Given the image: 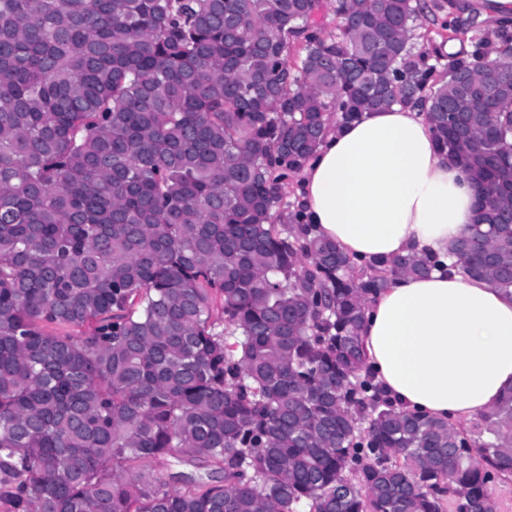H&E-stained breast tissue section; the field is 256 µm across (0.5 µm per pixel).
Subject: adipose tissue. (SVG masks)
<instances>
[{
  "label": "adipose tissue",
  "mask_w": 512,
  "mask_h": 512,
  "mask_svg": "<svg viewBox=\"0 0 512 512\" xmlns=\"http://www.w3.org/2000/svg\"><path fill=\"white\" fill-rule=\"evenodd\" d=\"M306 223L356 265L433 254L371 298L361 336L398 409L465 427L512 390V291L465 275L451 255L478 217L467 172L420 107L392 105L332 128L296 175Z\"/></svg>",
  "instance_id": "obj_1"
}]
</instances>
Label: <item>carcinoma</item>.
Segmentation results:
<instances>
[{"instance_id":"cac0c4a2","label":"carcinoma","mask_w":512,"mask_h":512,"mask_svg":"<svg viewBox=\"0 0 512 512\" xmlns=\"http://www.w3.org/2000/svg\"><path fill=\"white\" fill-rule=\"evenodd\" d=\"M323 7L0 0L7 512H498L512 392L467 431L366 365L367 301L440 261L358 273L284 195L328 115L425 106L488 201L453 254L512 290V37L439 74L420 0H333L335 34ZM163 455L224 481L138 471Z\"/></svg>"}]
</instances>
